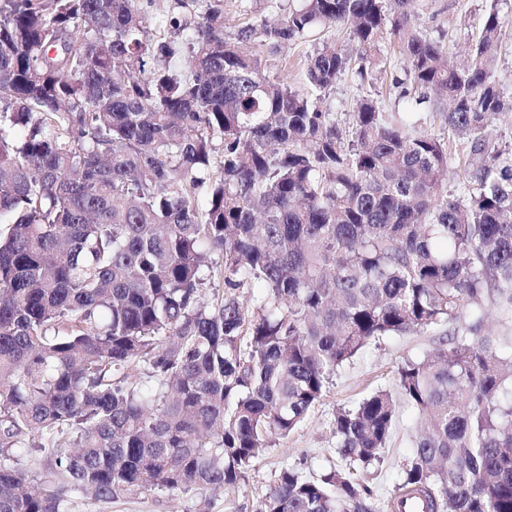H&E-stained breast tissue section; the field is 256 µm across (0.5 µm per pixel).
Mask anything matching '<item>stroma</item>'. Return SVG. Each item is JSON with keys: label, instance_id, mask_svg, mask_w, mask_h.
I'll return each instance as SVG.
<instances>
[{"label": "stroma", "instance_id": "stroma-1", "mask_svg": "<svg viewBox=\"0 0 512 512\" xmlns=\"http://www.w3.org/2000/svg\"><path fill=\"white\" fill-rule=\"evenodd\" d=\"M296 3L297 0H224L225 31L233 33L246 21L276 20ZM493 6L497 7L505 26L512 28V0H418L414 23L430 34L440 29L447 31L451 39L449 52L455 61L461 62L485 14ZM316 46V40L309 39L269 56L267 75L296 88L303 86L308 59ZM383 66V73L369 84L342 76L335 87L323 95L321 109L336 113L342 119L353 112L359 99L370 95L377 99L382 111H397L402 88L396 85L395 79L402 76L403 65L391 57ZM437 342L436 336L418 333L389 336L366 347L338 370L326 396L310 411L303 424L254 464L239 489L211 493V512H255L279 471L285 467L319 477L338 460L332 433L336 408L354 405L380 388L395 389L399 365L405 359L426 355ZM417 431L416 412L407 404H400L383 464L363 476L373 492L376 512H389L388 502L402 481L403 468L412 454ZM201 498L196 490H152L112 502L76 493L71 497L70 508L71 512H197Z\"/></svg>", "mask_w": 512, "mask_h": 512}]
</instances>
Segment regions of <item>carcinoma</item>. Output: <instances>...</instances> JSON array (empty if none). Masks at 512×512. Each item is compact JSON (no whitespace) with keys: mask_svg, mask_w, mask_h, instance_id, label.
I'll return each mask as SVG.
<instances>
[{"mask_svg":"<svg viewBox=\"0 0 512 512\" xmlns=\"http://www.w3.org/2000/svg\"><path fill=\"white\" fill-rule=\"evenodd\" d=\"M204 2L159 29L139 0H0V512L234 489L340 367L418 332L438 344L397 371L425 429L391 512L404 493L512 512V355L484 329L488 303L512 309V147L487 136L512 112L496 6L459 69L415 0H298L230 35L224 0ZM343 26L304 87L265 74L262 51ZM386 41L403 111L320 109ZM183 53L188 73L170 66ZM424 104L439 131L414 119ZM397 418L383 389L336 409L344 464L281 469L256 512H373L360 474ZM28 448L50 459L35 478ZM494 75L505 92L512 93V39L508 32L498 53Z\"/></svg>","mask_w":512,"mask_h":512,"instance_id":"carcinoma-1","label":"carcinoma"}]
</instances>
